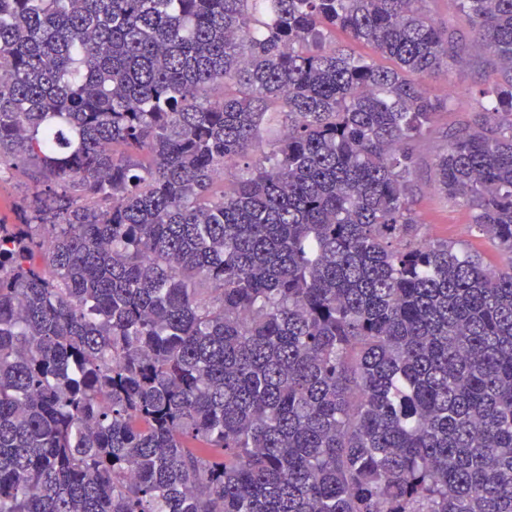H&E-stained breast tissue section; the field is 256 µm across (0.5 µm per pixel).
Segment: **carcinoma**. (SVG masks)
I'll return each mask as SVG.
<instances>
[{
    "label": "carcinoma",
    "mask_w": 512,
    "mask_h": 512,
    "mask_svg": "<svg viewBox=\"0 0 512 512\" xmlns=\"http://www.w3.org/2000/svg\"><path fill=\"white\" fill-rule=\"evenodd\" d=\"M423 2L0 0V512H512V0L435 159L496 270L420 236ZM29 184L8 164H0V222L14 224L17 205L31 192Z\"/></svg>",
    "instance_id": "1"
}]
</instances>
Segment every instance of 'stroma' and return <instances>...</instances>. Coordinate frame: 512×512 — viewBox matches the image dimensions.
Wrapping results in <instances>:
<instances>
[{
	"mask_svg": "<svg viewBox=\"0 0 512 512\" xmlns=\"http://www.w3.org/2000/svg\"><path fill=\"white\" fill-rule=\"evenodd\" d=\"M498 78L493 66L454 67L448 77H437L428 84L429 91L442 99H450L452 112L442 113L430 135L419 146L420 165L414 177V208L421 222V234L435 241H448L478 255L483 264L499 266L504 262L496 246L471 228L469 209L449 201L435 184L433 163L448 144V130L459 121L470 118L477 109L473 91L477 83H492ZM29 184L9 165L0 164V222L14 223L16 210L29 194Z\"/></svg>",
	"mask_w": 512,
	"mask_h": 512,
	"instance_id": "obj_1",
	"label": "stroma"
}]
</instances>
